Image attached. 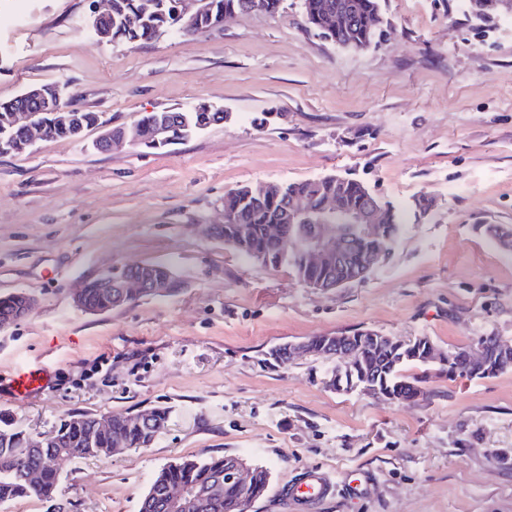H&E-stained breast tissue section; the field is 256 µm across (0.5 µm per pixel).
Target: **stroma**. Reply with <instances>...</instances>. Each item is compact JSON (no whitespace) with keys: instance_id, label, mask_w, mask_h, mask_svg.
<instances>
[{"instance_id":"obj_1","label":"stroma","mask_w":512,"mask_h":512,"mask_svg":"<svg viewBox=\"0 0 512 512\" xmlns=\"http://www.w3.org/2000/svg\"><path fill=\"white\" fill-rule=\"evenodd\" d=\"M379 4L372 44L352 50L310 27L302 0L127 44L98 36L91 0H26L19 25L15 0H0V101L55 84L115 126L201 102L228 114L161 150L98 151L94 127L0 153V296L37 300L0 329V425L34 436L74 410L172 409L151 447L64 461L53 501L0 512H138L164 464L222 454L270 472L249 512H289L282 492L308 468L336 485L317 512H512V371L437 375L428 398L398 405L330 390L324 357L266 358L355 329L426 336L447 352L488 335L512 345V250L486 233L512 229V13ZM329 174L407 213L362 281L318 292L202 232L232 188ZM149 263L171 268L177 294L98 314L75 305L85 282ZM34 364L47 385L15 399L14 373Z\"/></svg>"}]
</instances>
